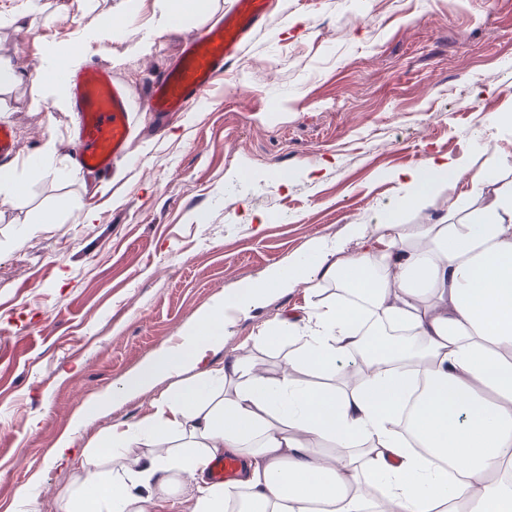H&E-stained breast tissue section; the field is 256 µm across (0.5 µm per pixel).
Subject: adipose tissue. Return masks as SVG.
Here are the masks:
<instances>
[{"instance_id":"ef3b65f1","label":"adipose tissue","mask_w":512,"mask_h":512,"mask_svg":"<svg viewBox=\"0 0 512 512\" xmlns=\"http://www.w3.org/2000/svg\"><path fill=\"white\" fill-rule=\"evenodd\" d=\"M448 170L459 189L448 219L359 226L274 267L198 313L115 393L90 398L89 413L170 382L135 426L113 425L81 448L59 440L51 463L73 486L63 512H172L181 499L191 512H225L241 497L254 512H512V184L432 156L401 174L411 201L422 177ZM324 281L356 300L265 323L254 346L296 344L277 376L240 354L214 366L233 316L273 290ZM341 366L358 370L357 384L299 377ZM413 371L429 388L405 432L397 413ZM174 434L181 444H170ZM144 439L155 448L137 452ZM226 456L242 458L239 479L210 480Z\"/></svg>"}]
</instances>
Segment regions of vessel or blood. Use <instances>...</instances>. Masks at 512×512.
Here are the masks:
<instances>
[{
    "mask_svg": "<svg viewBox=\"0 0 512 512\" xmlns=\"http://www.w3.org/2000/svg\"><path fill=\"white\" fill-rule=\"evenodd\" d=\"M269 13V0H233L221 23L187 39L178 62L150 88L148 101L160 120L196 103L244 46ZM58 79L78 117L71 133L74 165L102 173L125 160L134 141L133 110L126 88L109 67L90 62L62 71Z\"/></svg>",
    "mask_w": 512,
    "mask_h": 512,
    "instance_id": "1",
    "label": "vessel or blood"
}]
</instances>
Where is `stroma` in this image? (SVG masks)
<instances>
[{
    "label": "stroma",
    "mask_w": 512,
    "mask_h": 512,
    "mask_svg": "<svg viewBox=\"0 0 512 512\" xmlns=\"http://www.w3.org/2000/svg\"><path fill=\"white\" fill-rule=\"evenodd\" d=\"M232 0L167 22L169 0H137L96 42L85 0H0V126L18 150L20 198L0 195V512H62L67 472L49 455L117 422L149 393L76 422L88 398L119 388L217 297L358 224H422L448 214L452 176L401 206L400 174L441 155L512 182V0H272L232 68L206 97L158 126L153 80L183 40ZM29 5L25 28L12 17ZM111 65L131 94L132 162L58 178L76 120L37 72L47 48ZM51 146L49 166L25 156ZM59 223L43 224L44 211ZM94 213L86 221L85 213ZM262 231H255L257 222ZM336 287L273 291L227 328L214 362L297 307L333 304Z\"/></svg>",
    "instance_id": "stroma-1"
}]
</instances>
